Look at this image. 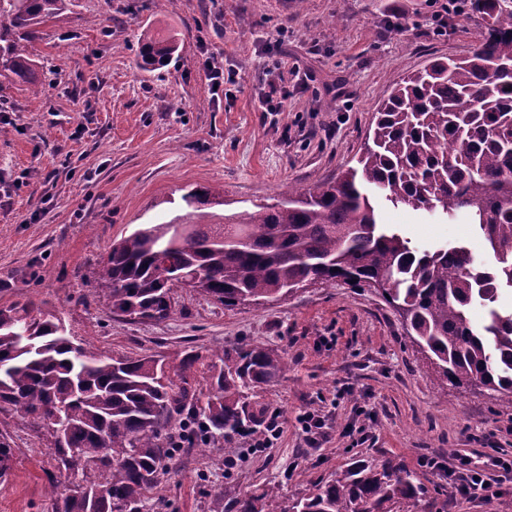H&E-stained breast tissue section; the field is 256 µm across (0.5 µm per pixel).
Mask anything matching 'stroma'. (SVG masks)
<instances>
[{
    "label": "stroma",
    "mask_w": 512,
    "mask_h": 512,
    "mask_svg": "<svg viewBox=\"0 0 512 512\" xmlns=\"http://www.w3.org/2000/svg\"><path fill=\"white\" fill-rule=\"evenodd\" d=\"M435 9L434 0H75L28 46L41 93L0 86V304L43 301L73 343L114 357H206L249 341L287 364L250 398L253 409L278 410L277 446L251 454L238 436L184 444L156 490L163 512H211L214 496L232 501L262 486L290 503L351 463L385 460L423 487L391 512H512V483L487 506L455 497L444 473L420 464L452 450L512 455V407L476 385L437 387L375 291L317 284L263 307H227L175 288L174 318L156 323L112 315L94 290L92 271L112 242L186 218L189 190L219 192L214 213L251 211L276 204L285 184L313 188L355 165L390 90L431 60L469 55L480 39V14L449 16L440 33ZM146 28L178 46L152 70L139 56ZM278 39L289 95L282 111L265 112L267 48ZM204 48L235 74L219 100L199 64ZM374 206L410 248L463 245L484 258L466 216L450 224L441 211L381 196ZM307 408L329 418L322 447H307L299 431ZM351 427L364 428L362 445L352 446ZM1 431L16 453L0 481V512H53L48 430L2 412ZM229 457L238 461L230 470Z\"/></svg>",
    "instance_id": "1"
}]
</instances>
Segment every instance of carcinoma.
Listing matches in <instances>:
<instances>
[{"label": "carcinoma", "mask_w": 512, "mask_h": 512, "mask_svg": "<svg viewBox=\"0 0 512 512\" xmlns=\"http://www.w3.org/2000/svg\"><path fill=\"white\" fill-rule=\"evenodd\" d=\"M70 0H0V77L36 83L28 44ZM484 31L471 55L435 60L394 89L377 112L372 142L336 180L314 190L292 185L272 207L224 216L205 211L209 189L183 196L193 208L187 239L173 224H144L114 242L96 271L112 313L164 321L172 285L188 280L226 307L265 305L312 284L377 289L407 336L434 365L437 383L481 385L512 404V315L488 310L475 326L474 302L487 306L512 288V0H472ZM146 68L166 63L172 37L140 35ZM414 209L441 206L479 225L487 257L463 247L419 253L382 227L365 189ZM202 356L178 362L114 358L73 345L61 320L32 299L0 305V411L40 425L57 415L65 440L51 433L54 512H150V492L177 459L173 431L229 440L260 423L249 393L278 376L284 358L244 342L213 352L209 388L199 404L191 374ZM16 449L0 433V478ZM422 487L402 465L355 462L291 505L270 489L224 499L212 512H387Z\"/></svg>", "instance_id": "1"}]
</instances>
